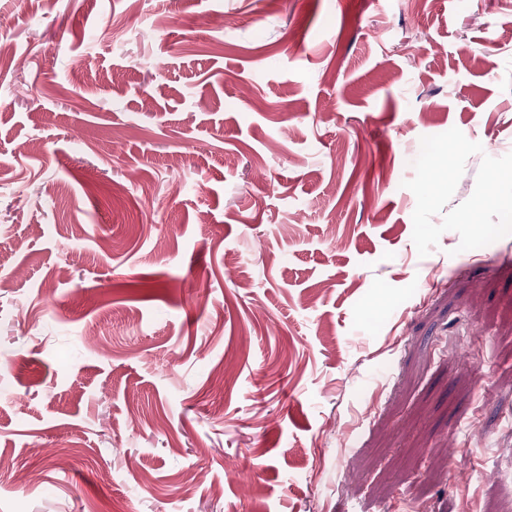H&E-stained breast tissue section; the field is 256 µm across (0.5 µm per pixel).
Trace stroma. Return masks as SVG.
<instances>
[{"label": "stroma", "mask_w": 512, "mask_h": 512, "mask_svg": "<svg viewBox=\"0 0 512 512\" xmlns=\"http://www.w3.org/2000/svg\"><path fill=\"white\" fill-rule=\"evenodd\" d=\"M0 39V512H512V0Z\"/></svg>", "instance_id": "stroma-1"}]
</instances>
